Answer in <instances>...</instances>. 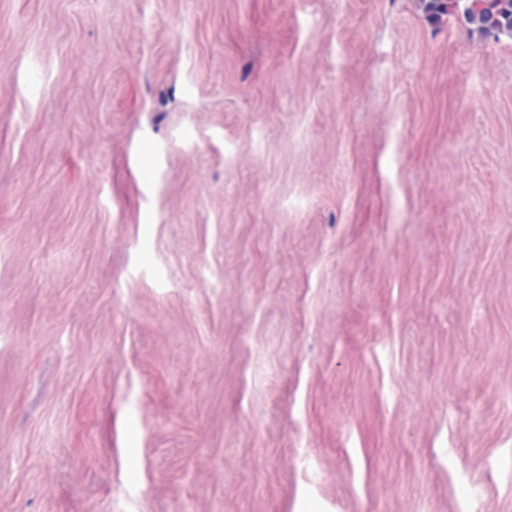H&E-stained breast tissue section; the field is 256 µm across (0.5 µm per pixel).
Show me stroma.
Segmentation results:
<instances>
[{"label":"stroma","mask_w":512,"mask_h":512,"mask_svg":"<svg viewBox=\"0 0 512 512\" xmlns=\"http://www.w3.org/2000/svg\"><path fill=\"white\" fill-rule=\"evenodd\" d=\"M0 512H512V38L0 0Z\"/></svg>","instance_id":"obj_1"}]
</instances>
